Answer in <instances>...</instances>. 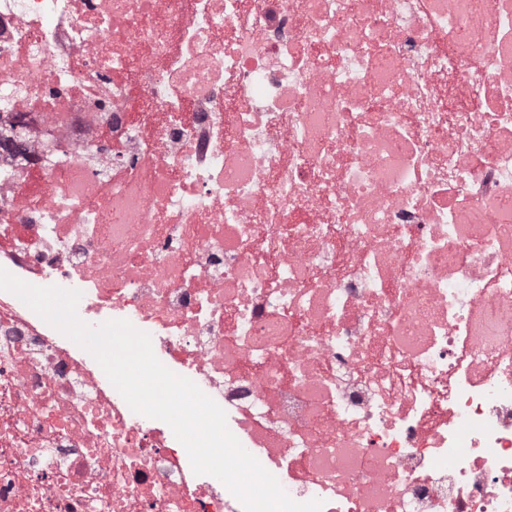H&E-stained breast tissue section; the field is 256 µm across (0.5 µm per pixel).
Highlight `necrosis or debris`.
Masks as SVG:
<instances>
[{
  "instance_id": "necrosis-or-debris-1",
  "label": "necrosis or debris",
  "mask_w": 512,
  "mask_h": 512,
  "mask_svg": "<svg viewBox=\"0 0 512 512\" xmlns=\"http://www.w3.org/2000/svg\"><path fill=\"white\" fill-rule=\"evenodd\" d=\"M503 199L512 0H0V259L322 512H512ZM0 512L244 508L0 291Z\"/></svg>"
}]
</instances>
